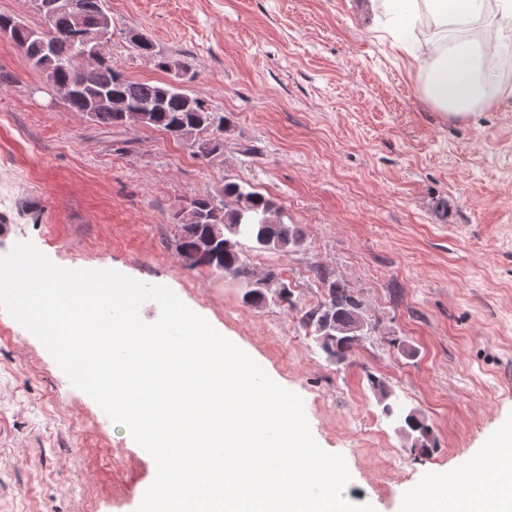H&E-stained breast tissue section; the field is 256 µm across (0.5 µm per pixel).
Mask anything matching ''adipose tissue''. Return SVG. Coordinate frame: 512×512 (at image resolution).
<instances>
[{
    "label": "adipose tissue",
    "instance_id": "obj_1",
    "mask_svg": "<svg viewBox=\"0 0 512 512\" xmlns=\"http://www.w3.org/2000/svg\"><path fill=\"white\" fill-rule=\"evenodd\" d=\"M393 28L411 29L427 16L435 44L420 68V91L444 114L466 119L512 97V86L496 84L489 59L512 48V0H380ZM492 18L496 43L461 39L460 34L484 18ZM463 512H512V431H504L475 467Z\"/></svg>",
    "mask_w": 512,
    "mask_h": 512
}]
</instances>
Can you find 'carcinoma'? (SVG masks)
Wrapping results in <instances>:
<instances>
[{"instance_id": "obj_1", "label": "carcinoma", "mask_w": 512, "mask_h": 512, "mask_svg": "<svg viewBox=\"0 0 512 512\" xmlns=\"http://www.w3.org/2000/svg\"><path fill=\"white\" fill-rule=\"evenodd\" d=\"M31 2L47 20V33L54 35L52 55L45 56L41 42L30 37L32 28L14 17L0 14V33H9L46 80L68 86L73 83L76 71L84 66L77 39L80 29L71 16L50 12L52 0ZM83 3L81 25L87 28L99 19L105 0H83ZM133 49L138 55L149 57L159 69H166L169 57L156 51L154 43L135 45ZM87 68L89 80L64 98L70 111L88 112L91 121L104 126L122 127L129 124V120L122 113L112 111L109 101L113 96L123 97L131 108L150 103L153 110L148 113L143 126L162 131L176 141L182 136L188 137V144L203 161L223 151L224 140L220 134L224 133L227 118L208 108L202 98L191 95L195 105L190 110L186 107L187 91L184 89L132 80L106 58L87 65ZM188 206L196 210V215L178 221L176 249L189 268L207 266L226 275L239 276L245 273L239 238L250 240L260 249L279 251L297 248L304 240L303 229L297 224L285 223L280 208L272 199L235 182L224 184L220 198H196ZM304 319L314 327L321 348L338 363L352 356L364 336L360 305L345 285L329 283L328 299L305 313ZM404 423V433L412 439L411 448L427 451L430 430L425 422L410 412L404 417Z\"/></svg>"}]
</instances>
